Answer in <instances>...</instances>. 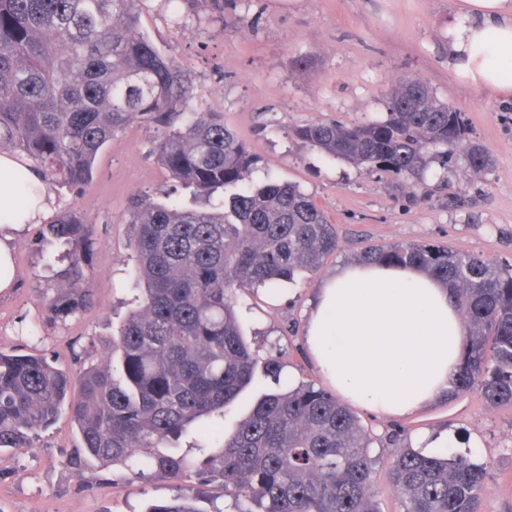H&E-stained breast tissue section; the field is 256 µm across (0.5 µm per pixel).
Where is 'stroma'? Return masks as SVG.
<instances>
[{
    "instance_id": "35a3bbf8",
    "label": "stroma",
    "mask_w": 512,
    "mask_h": 512,
    "mask_svg": "<svg viewBox=\"0 0 512 512\" xmlns=\"http://www.w3.org/2000/svg\"><path fill=\"white\" fill-rule=\"evenodd\" d=\"M457 0H224L223 12H187L178 0H140V29L191 77L190 109L216 110L255 159L254 182L294 183L335 224L340 248L311 279L282 284L280 303L267 289L244 296L241 329L258 361L279 359L292 383L325 381L306 351L304 313L321 279L359 260L369 244L436 242L512 264V99L461 84L448 67V16ZM423 81L463 112L471 137L492 158L474 174L465 157L449 168L430 162L413 182L368 172L306 146L294 128L321 121L361 124L383 117L384 96L400 78ZM155 129L132 125L99 152L83 194L55 180L53 214L77 208L97 241L89 286L94 303L63 323L46 319L44 299L56 285L41 250L43 227L28 225L12 241L16 286L0 297V349L55 353L71 373L101 362L134 296L135 256L127 205L163 197L167 172L152 149ZM357 415L381 464L375 485L382 512H399L386 463L423 430H454L487 463L484 512H512V409L489 407L477 392L441 400L409 417ZM78 441L68 415L33 447L0 452V512H143L153 502L197 489L135 478L111 469L74 471L61 453Z\"/></svg>"
}]
</instances>
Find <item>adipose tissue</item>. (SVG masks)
<instances>
[{"mask_svg":"<svg viewBox=\"0 0 512 512\" xmlns=\"http://www.w3.org/2000/svg\"><path fill=\"white\" fill-rule=\"evenodd\" d=\"M448 66L464 85L512 94V0H461L448 19ZM50 211L37 172L1 152V294L16 286L14 235ZM466 336L442 283L412 266L355 262L317 284L303 339L339 395L397 419L447 398L468 352Z\"/></svg>","mask_w":512,"mask_h":512,"instance_id":"ef3b65f1","label":"adipose tissue"}]
</instances>
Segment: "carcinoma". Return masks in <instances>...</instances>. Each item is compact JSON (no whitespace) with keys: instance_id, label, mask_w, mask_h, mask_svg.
Segmentation results:
<instances>
[{"instance_id":"cac0c4a2","label":"carcinoma","mask_w":512,"mask_h":512,"mask_svg":"<svg viewBox=\"0 0 512 512\" xmlns=\"http://www.w3.org/2000/svg\"><path fill=\"white\" fill-rule=\"evenodd\" d=\"M139 0H0V148L31 160L71 190L89 185L99 151L132 124L155 128L157 162L197 206L131 198L128 223L137 306L112 337L108 360L74 391L68 371L44 354L0 349V450L27 448L67 410L79 446L76 470L185 479L196 473L232 490L239 512H381L371 439L354 412L322 387L301 383L263 394L235 431L199 457L167 452L188 427L223 412L255 382L280 381L281 364L258 365L236 316L245 289L314 274L339 248L336 227L300 188L255 187V160L221 112H189V77L139 27ZM386 118L343 126L319 122L293 136L369 171L417 178L430 151L465 154L478 173L488 150L471 141L462 113L414 77L385 94ZM71 246L58 288L45 299L52 321L90 308L91 225L72 208L44 225ZM363 261L420 268L451 288L470 342L453 396L476 390L512 408V265L433 242L370 245ZM156 452L141 455V449ZM488 470L464 454L397 453L389 480L402 512H483ZM179 495L146 512H201Z\"/></svg>"}]
</instances>
